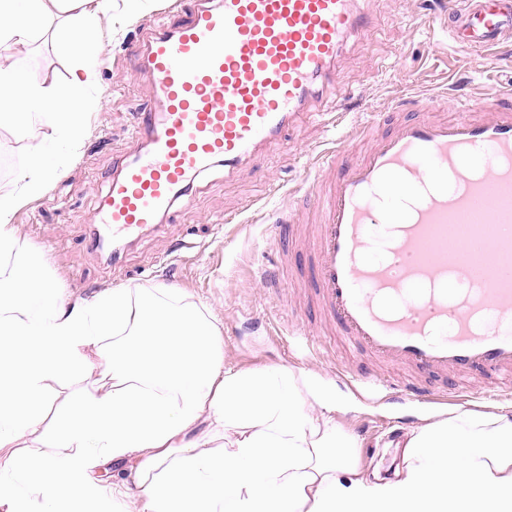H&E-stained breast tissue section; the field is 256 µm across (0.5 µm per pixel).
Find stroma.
<instances>
[{"mask_svg":"<svg viewBox=\"0 0 512 512\" xmlns=\"http://www.w3.org/2000/svg\"><path fill=\"white\" fill-rule=\"evenodd\" d=\"M364 6L374 28L366 39L350 42L344 54L332 93L336 108L348 110L338 133L351 130L360 114L387 111L400 100L431 95L444 107L463 92L474 96L493 87H512V42L476 55L431 27L446 0H365ZM159 7V0H142L135 8L129 0H106L102 42L107 64L94 89L102 106L88 116L77 152L66 156L65 175L12 217L20 248L41 255L47 273L74 299H89L117 285L111 270L84 249L82 239L114 163L132 148L129 130L136 113L152 103V81L139 71L127 46L141 29L156 23ZM28 65L61 87L70 78V57L47 34L36 37ZM52 129L47 113L28 121L25 138L0 129V187H12L28 161L30 144L51 135ZM325 138L321 125L303 116L289 127L284 143L255 154L232 179H225L223 168L213 169L191 205L168 219L163 234L144 237L132 247L125 282L186 290L219 314L225 365H285L307 371L336 399L337 425L374 441V448L357 451L361 475L377 470L390 477L402 451L379 447V439L400 440L455 407H396L357 392L339 378L338 366L363 362V355L329 339L320 344L297 337L283 290L261 279L264 271L279 267L278 247L269 231L276 211L284 207L289 189L304 186L313 149ZM237 212L241 223L222 224L224 215Z\"/></svg>","mask_w":512,"mask_h":512,"instance_id":"1","label":"stroma"}]
</instances>
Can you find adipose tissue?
<instances>
[{
	"label": "adipose tissue",
	"mask_w": 512,
	"mask_h": 512,
	"mask_svg": "<svg viewBox=\"0 0 512 512\" xmlns=\"http://www.w3.org/2000/svg\"><path fill=\"white\" fill-rule=\"evenodd\" d=\"M102 0H0V127L50 113L21 189L0 190V512H512V409L461 411L406 434L394 476H362L358 439L308 372L227 368L224 322L176 288L70 301L10 218L65 172L58 157L101 100ZM53 28L59 89L24 55ZM85 379L56 401L54 388ZM123 464L105 483L97 472Z\"/></svg>",
	"instance_id": "adipose-tissue-1"
}]
</instances>
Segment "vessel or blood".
I'll return each mask as SVG.
<instances>
[{"instance_id":"1","label":"vessel or blood","mask_w":512,"mask_h":512,"mask_svg":"<svg viewBox=\"0 0 512 512\" xmlns=\"http://www.w3.org/2000/svg\"><path fill=\"white\" fill-rule=\"evenodd\" d=\"M373 18L357 0H192L181 21L132 41L154 79L153 104L132 127L134 150L112 173L83 244L115 277L131 245L165 231L215 167L233 176L324 101L350 40ZM449 37L474 53L512 35V0H449ZM394 106V127L354 128L368 146L323 148L300 204L318 216L299 287L325 336L366 354L342 366L387 400L453 403L478 377L512 380V96L490 90L457 117ZM390 236L403 257L378 253ZM476 280L449 291L447 262ZM407 368L399 380L387 367Z\"/></svg>"}]
</instances>
